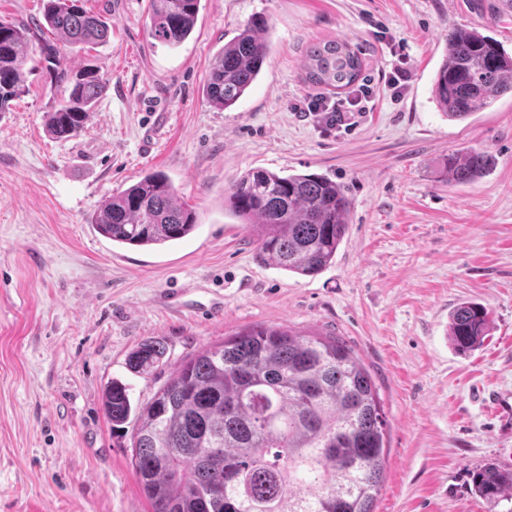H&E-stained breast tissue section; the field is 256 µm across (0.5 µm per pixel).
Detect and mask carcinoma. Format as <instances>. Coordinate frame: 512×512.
Returning a JSON list of instances; mask_svg holds the SVG:
<instances>
[{
  "instance_id": "obj_1",
  "label": "carcinoma",
  "mask_w": 512,
  "mask_h": 512,
  "mask_svg": "<svg viewBox=\"0 0 512 512\" xmlns=\"http://www.w3.org/2000/svg\"><path fill=\"white\" fill-rule=\"evenodd\" d=\"M201 0H150L151 37L176 47L194 30ZM48 26L58 42L40 37ZM269 23L256 19L224 44L207 77L208 99L224 110L250 89L269 54ZM109 26L78 0H46L42 19L0 21V112L25 92L27 47L38 40L51 82L67 97L48 113L57 139L78 136L106 80L99 70L63 65L61 46H96ZM306 80L343 90L363 71L362 50L345 40L306 48ZM512 91V57L475 28L450 27L434 78L435 100L450 120H464ZM489 152L448 154V183L467 184L488 169ZM250 229L261 260L298 276H316L336 257L351 200L334 180L252 169L226 197ZM92 224L125 246L155 248L197 228L195 212L161 172H149L101 205ZM487 310L463 302L448 336L461 352L486 336ZM145 340L128 367L150 372L164 356ZM112 426L133 424L132 465L152 512H374L383 481L388 421L378 390L343 342L289 329L237 333L183 362L145 404L124 384L103 395ZM473 493L490 502L512 497V470L487 462L471 474Z\"/></svg>"
}]
</instances>
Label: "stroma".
Masks as SVG:
<instances>
[{
  "mask_svg": "<svg viewBox=\"0 0 512 512\" xmlns=\"http://www.w3.org/2000/svg\"><path fill=\"white\" fill-rule=\"evenodd\" d=\"M83 4L111 27L105 44L64 51L68 68L107 80L84 130L48 133L60 96L34 44L26 92L0 112V512H150L105 389L118 380L147 402L185 359L253 327L340 338L372 375L389 424L375 512H512L511 499L474 495L469 478L488 461L512 470V92L463 121L433 99L449 26L512 54L503 0H201L175 48L151 38L149 0ZM260 17L261 74L215 108L211 62ZM330 39L362 47L372 91L371 110L337 129L295 109L339 98L305 79L307 46ZM483 149L495 164L481 178L442 179L448 153ZM255 168L322 174L347 191L348 232L319 275L256 261L224 206ZM151 171L197 229L158 249L113 244L93 214ZM462 301L491 320L465 354L446 336ZM148 338L165 355L133 373L127 356Z\"/></svg>",
  "mask_w": 512,
  "mask_h": 512,
  "instance_id": "1",
  "label": "stroma"
}]
</instances>
